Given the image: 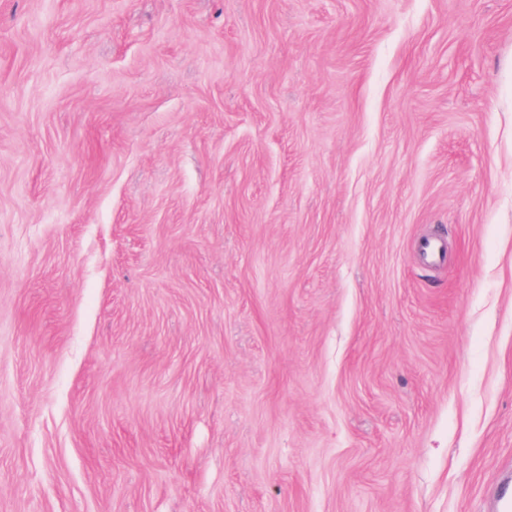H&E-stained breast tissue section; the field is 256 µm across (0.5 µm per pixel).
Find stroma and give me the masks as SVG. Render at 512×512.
<instances>
[{"label": "stroma", "mask_w": 512, "mask_h": 512, "mask_svg": "<svg viewBox=\"0 0 512 512\" xmlns=\"http://www.w3.org/2000/svg\"><path fill=\"white\" fill-rule=\"evenodd\" d=\"M510 470L512 0H0V512Z\"/></svg>", "instance_id": "stroma-1"}]
</instances>
